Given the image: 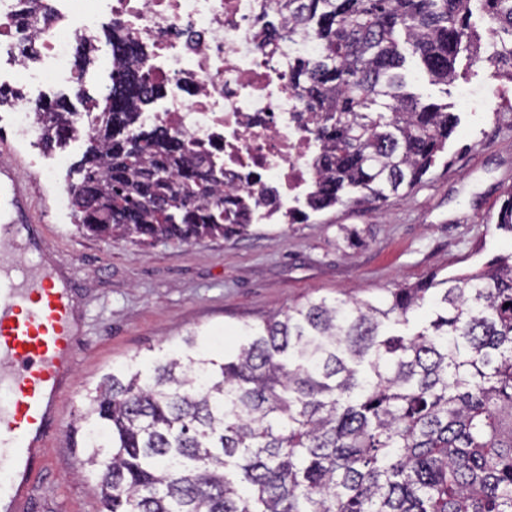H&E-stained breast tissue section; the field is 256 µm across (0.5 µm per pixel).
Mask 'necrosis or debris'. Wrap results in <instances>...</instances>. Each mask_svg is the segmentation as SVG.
<instances>
[{
    "label": "necrosis or debris",
    "mask_w": 512,
    "mask_h": 512,
    "mask_svg": "<svg viewBox=\"0 0 512 512\" xmlns=\"http://www.w3.org/2000/svg\"><path fill=\"white\" fill-rule=\"evenodd\" d=\"M276 17V0H0V90L27 89L0 112V127L53 178L41 113L79 98L76 123L93 131L116 102L90 86L126 70L117 103L134 108L139 129L166 128L223 169L229 223L291 220L314 185L321 144L288 61L321 46L303 33L267 43Z\"/></svg>",
    "instance_id": "4bbe7bcc"
}]
</instances>
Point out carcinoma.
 I'll use <instances>...</instances> for the list:
<instances>
[{"label": "carcinoma", "mask_w": 512, "mask_h": 512, "mask_svg": "<svg viewBox=\"0 0 512 512\" xmlns=\"http://www.w3.org/2000/svg\"><path fill=\"white\" fill-rule=\"evenodd\" d=\"M474 4L512 82V0H279L274 36L322 47L288 64L324 148L312 210L379 206L422 180L456 119L405 91L401 46L450 83L477 53ZM136 120L87 134L78 227L143 245L246 231L224 223L213 163ZM496 224L512 234V187ZM74 431L102 512H512V251L375 301L290 306L227 352L192 333L133 357L87 389Z\"/></svg>", "instance_id": "obj_1"}]
</instances>
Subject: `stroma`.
<instances>
[{"label": "stroma", "instance_id": "1", "mask_svg": "<svg viewBox=\"0 0 512 512\" xmlns=\"http://www.w3.org/2000/svg\"><path fill=\"white\" fill-rule=\"evenodd\" d=\"M481 63L460 53L457 79L431 83L408 57L407 91L449 105L459 124L411 190L391 196L384 216L372 204L302 214L291 224H254L247 234L186 245H141L82 234L73 209L58 210L26 152L0 133V155L30 185L28 204L45 232V255L72 288L80 336L72 387L60 400V428L48 441L27 512H100L93 484L77 475L72 428L87 388L112 367L190 333L215 348L247 325L307 299H378L390 291L471 271L512 250L495 219L512 187V82L496 77L481 11ZM469 101H462L461 87Z\"/></svg>", "mask_w": 512, "mask_h": 512}]
</instances>
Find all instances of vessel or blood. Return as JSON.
I'll return each mask as SVG.
<instances>
[{"instance_id": "obj_1", "label": "vessel or blood", "mask_w": 512, "mask_h": 512, "mask_svg": "<svg viewBox=\"0 0 512 512\" xmlns=\"http://www.w3.org/2000/svg\"><path fill=\"white\" fill-rule=\"evenodd\" d=\"M0 187L11 196V223L21 224L25 252L40 253L43 238L27 205L25 185L0 167ZM77 332L68 284L34 270L15 276L0 262V362L12 368L0 406V512H24L35 474L54 430L55 405L75 361Z\"/></svg>"}]
</instances>
